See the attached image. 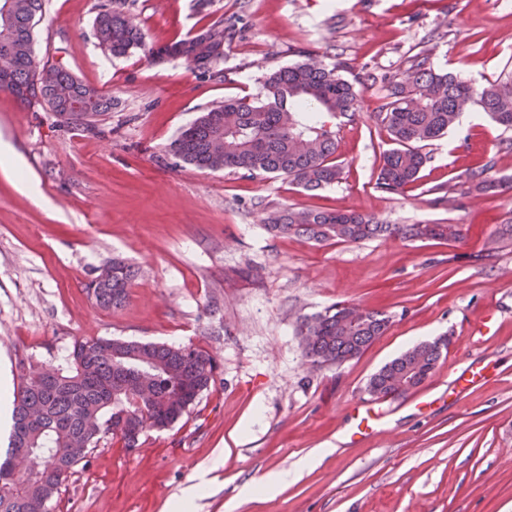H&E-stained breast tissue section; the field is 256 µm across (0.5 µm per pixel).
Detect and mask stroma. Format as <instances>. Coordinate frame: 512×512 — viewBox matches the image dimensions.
<instances>
[{
    "mask_svg": "<svg viewBox=\"0 0 512 512\" xmlns=\"http://www.w3.org/2000/svg\"><path fill=\"white\" fill-rule=\"evenodd\" d=\"M195 3L131 0L145 45L116 57L94 35L99 0H46L36 54L112 95L102 135L0 91V139L41 195L32 203L0 173V369L12 385L19 361L51 367L91 338L193 345L215 365L210 389L167 429L133 449L103 434L54 512H165L217 456L194 512H512V189H453L478 163L512 178V131L482 113L459 122L425 146L420 181L399 196L376 186L393 144L375 117L386 78L419 54L479 85L512 75V0H212L234 31L219 83L179 60H147L148 48L195 32ZM305 59L344 64L362 81L359 114L337 134L339 182L308 192L168 154L206 109L256 95L268 71ZM288 207L456 224L462 238L349 244L268 232L266 218ZM117 257L137 275L113 310L87 285ZM343 301L385 312L391 326L359 358L313 366L297 323ZM479 325L488 335H473ZM447 335L422 385L368 393L383 365ZM470 365L486 378L457 393ZM360 403L387 417L358 442L350 412ZM319 448L328 456L302 466ZM286 471L290 483L245 495Z\"/></svg>",
    "mask_w": 512,
    "mask_h": 512,
    "instance_id": "1",
    "label": "stroma"
}]
</instances>
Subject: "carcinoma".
<instances>
[{"label": "carcinoma", "instance_id": "cac0c4a2", "mask_svg": "<svg viewBox=\"0 0 512 512\" xmlns=\"http://www.w3.org/2000/svg\"><path fill=\"white\" fill-rule=\"evenodd\" d=\"M43 2L0 0V90L27 108H44L66 124L102 135L97 118L112 110V99L59 62L36 59L34 30ZM210 5L211 0H196L198 31L151 50V61L180 59L200 76L223 81L217 65L224 59L226 29L224 18L215 16ZM94 30L101 48L113 56L143 43L122 0L99 4ZM344 71L340 63L307 62L276 69L264 77L256 96L227 99L181 129L168 153L200 170L276 174L307 191L333 184L342 174L335 161L336 131L313 113L355 119L359 80L346 78ZM473 107L512 130V76L477 86L435 70L425 55L416 57L405 78L391 81L378 113L396 147L382 156L377 188L402 194L415 185L427 162L421 147L448 133L460 114ZM489 169L487 163L468 169L463 193L495 194L512 185V180L490 178ZM265 227L316 242L461 239L457 224H381L354 211L288 208L271 214ZM134 278L130 265L112 260V279L93 288L96 301L105 308L123 307ZM390 325V317L380 311L339 303L304 318L298 335L312 364L341 365L359 357ZM450 344L448 337L407 350L370 377L367 391L377 397L399 396L420 386ZM212 383L213 362L201 349L119 338L78 341L56 369L29 365L17 388L10 446L0 466L18 448H30L48 462L35 483L15 478L0 484V512H49L63 482L98 446L99 439L86 428L88 418L104 422L125 417V429L112 438L132 448L145 430L175 423Z\"/></svg>", "mask_w": 512, "mask_h": 512}]
</instances>
